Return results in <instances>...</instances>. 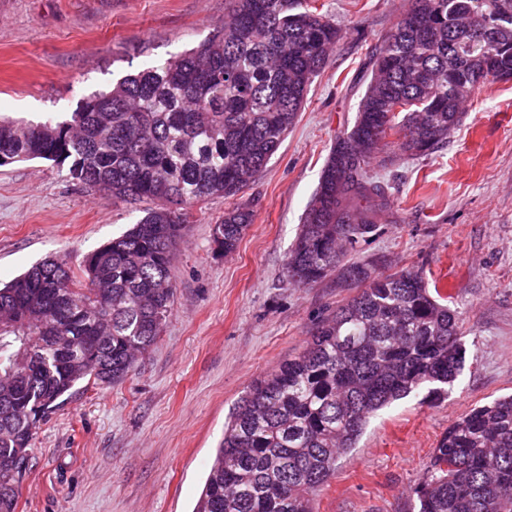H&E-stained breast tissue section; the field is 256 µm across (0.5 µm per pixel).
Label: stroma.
Returning a JSON list of instances; mask_svg holds the SVG:
<instances>
[{
	"label": "stroma",
	"instance_id": "35a3bbf8",
	"mask_svg": "<svg viewBox=\"0 0 512 512\" xmlns=\"http://www.w3.org/2000/svg\"><path fill=\"white\" fill-rule=\"evenodd\" d=\"M340 42L283 145L235 197L197 204L183 228L174 304L122 384L89 386L38 432L17 512H192L224 421L257 377L295 356L355 295L335 277L288 281L285 262L337 134L365 91L367 52L412 0H312ZM230 0H0V113L69 112L78 100L204 40ZM393 207L350 262L421 270L448 291L466 348L445 399L394 402L339 459L313 512H416L414 488L448 427L512 394V81L489 82L435 153L378 169ZM249 205L230 255L212 226ZM136 204L34 160L0 166V281L51 255L79 269L137 221Z\"/></svg>",
	"mask_w": 512,
	"mask_h": 512
}]
</instances>
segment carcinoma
Listing matches in <instances>:
<instances>
[{
	"mask_svg": "<svg viewBox=\"0 0 512 512\" xmlns=\"http://www.w3.org/2000/svg\"><path fill=\"white\" fill-rule=\"evenodd\" d=\"M310 0H231L198 45L147 62L71 112L0 116V166L46 160L91 189L148 204L85 255L82 278L46 258L0 287V512H16L32 440L87 381L132 375L169 318L183 224L209 198L235 197L277 153L340 40ZM512 79V0H413L375 46L353 126L336 136L288 254V280L336 275L359 288L311 340L252 382L224 425L193 512H312L369 419L410 395L437 401L461 373L458 312L422 273L377 272L347 252L392 206L367 169L380 143L401 156L448 142L489 80ZM252 210L212 228L234 252ZM414 494L419 512H512V396L448 427Z\"/></svg>",
	"mask_w": 512,
	"mask_h": 512,
	"instance_id": "carcinoma-1",
	"label": "carcinoma"
}]
</instances>
